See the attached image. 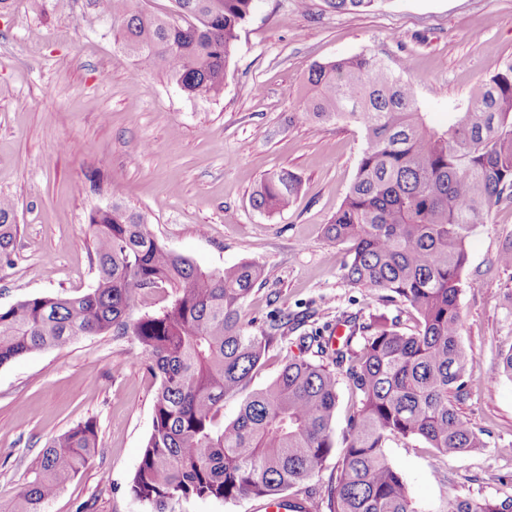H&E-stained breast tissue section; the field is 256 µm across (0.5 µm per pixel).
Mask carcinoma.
I'll list each match as a JSON object with an SVG mask.
<instances>
[{"label": "carcinoma", "instance_id": "obj_1", "mask_svg": "<svg viewBox=\"0 0 512 512\" xmlns=\"http://www.w3.org/2000/svg\"><path fill=\"white\" fill-rule=\"evenodd\" d=\"M256 0H175L155 15L134 0H88L82 21L104 20L145 69L162 70L189 98L224 90L239 27ZM378 0H326L358 12ZM301 112L321 122H353L365 148L328 237L350 245L344 278L406 305L414 327L380 316L348 333L305 334L298 348L318 346L321 362L290 356L266 386L247 391L284 316L248 329L244 303L272 270L242 262L206 272L149 233L144 217L112 206L89 218L96 284L78 296L36 295L0 307V365L68 346L84 336L130 335L135 356L159 378L153 427L131 480L134 497L152 512H175L190 498L275 500L289 490L308 502V482L336 451L332 424L337 374L359 394L348 417L330 512H417L401 471L384 453L394 439H421L453 458L487 448L456 403L467 394L469 360L462 344L459 298L467 282V245L493 207L512 201V62L493 68L449 126L431 125L416 105L414 83L371 52L311 65ZM300 188L286 170L268 173L254 209H288ZM15 207L0 199V263H12ZM168 288L161 310L130 317L135 300ZM364 334L356 349L353 340ZM512 379V348L499 355L492 379ZM243 393L236 418L224 422V399ZM99 448L87 420L50 441L5 512H44ZM440 512H512L502 501L450 497Z\"/></svg>", "mask_w": 512, "mask_h": 512}]
</instances>
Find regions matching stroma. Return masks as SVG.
<instances>
[{
	"mask_svg": "<svg viewBox=\"0 0 512 512\" xmlns=\"http://www.w3.org/2000/svg\"><path fill=\"white\" fill-rule=\"evenodd\" d=\"M86 0L41 14L14 0L0 14V197L19 226L12 264H0V307L34 295L76 296L95 284L88 218L112 187L142 213L168 250L218 272L242 261L270 266L244 304L252 331L268 314L301 315L270 344L250 386L276 377L296 339L338 317L414 321L405 306L343 277L345 245L325 234L354 180L365 140L354 123L300 112L312 64L364 52L415 85L436 124L465 111L492 68L512 62V0H384L340 13L325 0H257L238 31L224 92L187 99L159 70H140L111 24L81 25ZM301 181L281 212L251 195L270 171ZM512 242V204L495 207L469 240L460 295L470 357L461 413L484 452L446 459L416 439L389 441L418 512L451 496L512 497V380H486L512 348V270L495 263ZM132 337L86 336L0 366V506L17 494L42 449L76 424L97 423L100 451L45 512H150L130 482L152 430L159 380L132 358Z\"/></svg>",
	"mask_w": 512,
	"mask_h": 512,
	"instance_id": "stroma-1",
	"label": "stroma"
}]
</instances>
